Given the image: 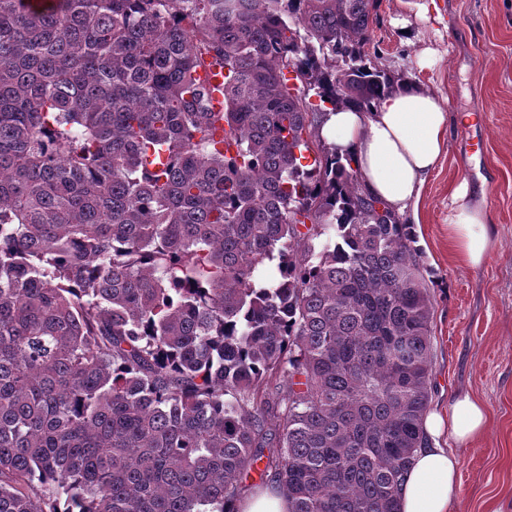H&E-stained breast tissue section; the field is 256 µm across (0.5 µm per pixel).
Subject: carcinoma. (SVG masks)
Here are the masks:
<instances>
[{"label":"carcinoma","instance_id":"carcinoma-1","mask_svg":"<svg viewBox=\"0 0 512 512\" xmlns=\"http://www.w3.org/2000/svg\"><path fill=\"white\" fill-rule=\"evenodd\" d=\"M378 4L0 0V512H399L434 299L319 137ZM261 469H263V463H259L249 472L245 484L252 488L245 496L261 488ZM238 506L240 512H288V499L281 493L268 488L255 491Z\"/></svg>","mask_w":512,"mask_h":512}]
</instances>
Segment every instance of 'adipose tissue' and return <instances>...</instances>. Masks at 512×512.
<instances>
[{
	"instance_id": "adipose-tissue-1",
	"label": "adipose tissue",
	"mask_w": 512,
	"mask_h": 512,
	"mask_svg": "<svg viewBox=\"0 0 512 512\" xmlns=\"http://www.w3.org/2000/svg\"><path fill=\"white\" fill-rule=\"evenodd\" d=\"M457 119L443 101L416 82L386 97L371 112L351 108L328 111L323 140L350 154L366 189L396 213L416 204L428 176L447 148ZM489 213L461 183L448 203V233L459 261L481 267L492 245ZM484 404L469 393L457 394L447 414H429L424 422L429 443L418 449L399 500V512H453L460 492L459 462L439 438L466 443L481 434Z\"/></svg>"
}]
</instances>
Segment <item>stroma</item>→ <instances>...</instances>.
Returning a JSON list of instances; mask_svg holds the SVG:
<instances>
[{
    "instance_id": "1",
    "label": "stroma",
    "mask_w": 512,
    "mask_h": 512,
    "mask_svg": "<svg viewBox=\"0 0 512 512\" xmlns=\"http://www.w3.org/2000/svg\"><path fill=\"white\" fill-rule=\"evenodd\" d=\"M416 0H380L373 45L379 65L418 82L461 119L429 176L413 222L435 300L430 409L447 411L466 391L487 408L486 429L458 444L454 512H497L512 503V0H436L419 15ZM432 49L431 64L421 53ZM484 114L485 164L471 169L466 131ZM484 193L497 245L478 269L461 265L448 236V201L460 182Z\"/></svg>"
}]
</instances>
